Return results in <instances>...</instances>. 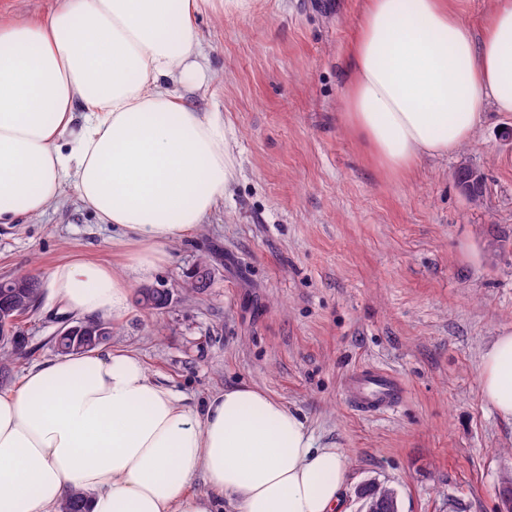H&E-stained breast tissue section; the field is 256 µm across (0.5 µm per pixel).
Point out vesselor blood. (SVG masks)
Masks as SVG:
<instances>
[{
    "label": "vessel or blood",
    "mask_w": 512,
    "mask_h": 512,
    "mask_svg": "<svg viewBox=\"0 0 512 512\" xmlns=\"http://www.w3.org/2000/svg\"><path fill=\"white\" fill-rule=\"evenodd\" d=\"M345 392L351 407L361 414L393 409L405 396L400 378L378 368H363L350 374L345 381Z\"/></svg>",
    "instance_id": "vessel-or-blood-1"
}]
</instances>
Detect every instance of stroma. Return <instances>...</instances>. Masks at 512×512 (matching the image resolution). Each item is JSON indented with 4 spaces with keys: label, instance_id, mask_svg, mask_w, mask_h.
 <instances>
[{
    "label": "stroma",
    "instance_id": "35a3bbf8",
    "mask_svg": "<svg viewBox=\"0 0 512 512\" xmlns=\"http://www.w3.org/2000/svg\"><path fill=\"white\" fill-rule=\"evenodd\" d=\"M364 0H253L247 16L207 11L195 32L209 81L198 112L231 123L237 179L169 263L132 275L172 299L158 313L129 304L105 347L137 353L151 379L202 409L248 384L305 418L344 452V512L357 490L393 489L400 512H500L512 477V421L481 397L486 349L512 330V114L487 111L474 139L394 179L343 126L344 60ZM481 170L468 204L454 174ZM117 230L74 188L38 218L0 225V279L45 282L72 258L120 264ZM210 260V283L195 272ZM70 315L41 295L23 318L13 374L57 358ZM366 367L397 375L406 399L361 415L344 380Z\"/></svg>",
    "mask_w": 512,
    "mask_h": 512
}]
</instances>
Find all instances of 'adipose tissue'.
I'll return each instance as SVG.
<instances>
[{
  "label": "adipose tissue",
  "instance_id": "adipose-tissue-1",
  "mask_svg": "<svg viewBox=\"0 0 512 512\" xmlns=\"http://www.w3.org/2000/svg\"><path fill=\"white\" fill-rule=\"evenodd\" d=\"M209 0H63L42 22L0 25V224L42 216L72 185L124 233L122 267L74 259L48 277L65 310L115 317L129 273L192 237L237 177L229 126L182 95L206 68L195 35ZM464 0H366L346 56V127L377 166L409 174L457 153L487 110L512 113V0L478 24ZM512 420V331L479 372ZM203 477L206 491L189 487ZM341 449L249 385L203 411L151 380L128 351L58 357L0 391V512H339Z\"/></svg>",
  "mask_w": 512,
  "mask_h": 512
}]
</instances>
